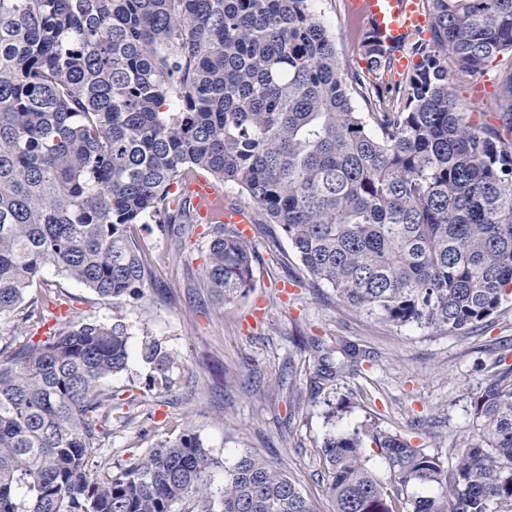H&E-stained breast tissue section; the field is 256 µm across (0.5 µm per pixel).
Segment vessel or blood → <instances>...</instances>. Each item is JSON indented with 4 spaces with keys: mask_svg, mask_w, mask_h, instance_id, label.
I'll return each instance as SVG.
<instances>
[{
    "mask_svg": "<svg viewBox=\"0 0 512 512\" xmlns=\"http://www.w3.org/2000/svg\"><path fill=\"white\" fill-rule=\"evenodd\" d=\"M353 8L379 39L391 46L405 44L428 26L421 0H353ZM187 200L202 223L243 225L250 221L244 211L225 207L222 186L206 179L190 187Z\"/></svg>",
    "mask_w": 512,
    "mask_h": 512,
    "instance_id": "obj_1",
    "label": "vessel or blood"
}]
</instances>
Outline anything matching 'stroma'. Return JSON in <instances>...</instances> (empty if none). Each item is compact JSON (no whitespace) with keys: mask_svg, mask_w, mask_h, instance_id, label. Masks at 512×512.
<instances>
[{"mask_svg":"<svg viewBox=\"0 0 512 512\" xmlns=\"http://www.w3.org/2000/svg\"><path fill=\"white\" fill-rule=\"evenodd\" d=\"M311 10L332 36L340 59L364 67L348 0H311ZM497 60L483 73L452 82L473 120L499 113ZM212 224L174 225L163 231L140 224L136 237L150 278L140 298L98 297L45 266L29 291L61 292L75 318L128 327V365L111 380L123 411L152 410L149 432L116 428L107 445L119 461L144 454L156 438H176L191 424L223 469L249 451L294 481L317 512H334L321 454L332 432L375 421L433 453L477 430L479 388L499 360L512 365V298L469 337L367 319L339 300L332 288L312 282L276 226L253 223L255 249L250 288L227 298L203 276ZM342 338L364 356L359 374L326 381L307 342ZM158 338L179 360L171 386L155 381L141 359L143 343Z\"/></svg>","mask_w":512,"mask_h":512,"instance_id":"stroma-1","label":"stroma"}]
</instances>
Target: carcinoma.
<instances>
[{
    "instance_id": "carcinoma-1",
    "label": "carcinoma",
    "mask_w": 512,
    "mask_h": 512,
    "mask_svg": "<svg viewBox=\"0 0 512 512\" xmlns=\"http://www.w3.org/2000/svg\"><path fill=\"white\" fill-rule=\"evenodd\" d=\"M429 36L394 52L367 29L365 71L338 57L309 0H0V512H316L265 459L217 461L190 427L137 459L100 442L136 416L112 406L128 328L56 319L28 328L51 264L103 299L147 280L134 229L187 224L195 170L238 186L308 275L396 327L470 335L512 295V62L501 126L473 122L450 80L512 58V0H422ZM253 249L220 225L205 268L233 297ZM358 362L341 340L328 348ZM141 356L163 384L177 360ZM478 434L429 454L366 421L321 446L335 512H512V367L488 376ZM390 481L368 465L365 439ZM425 490L416 494L413 489Z\"/></svg>"
}]
</instances>
